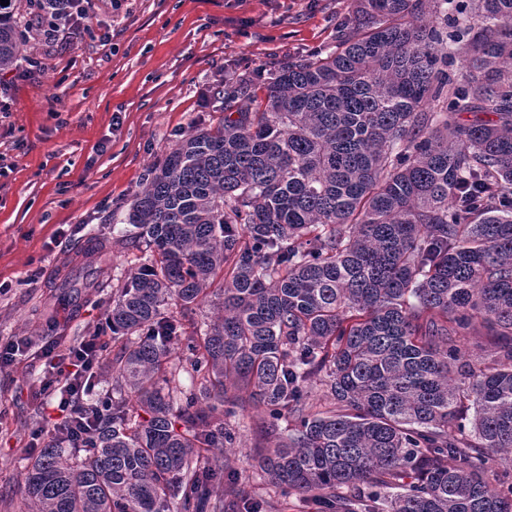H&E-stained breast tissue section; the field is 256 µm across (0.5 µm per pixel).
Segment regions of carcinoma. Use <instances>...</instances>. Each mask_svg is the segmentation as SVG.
I'll return each instance as SVG.
<instances>
[{"label":"carcinoma","mask_w":512,"mask_h":512,"mask_svg":"<svg viewBox=\"0 0 512 512\" xmlns=\"http://www.w3.org/2000/svg\"><path fill=\"white\" fill-rule=\"evenodd\" d=\"M7 2L0 73L77 5ZM252 87L131 204L117 243L149 257L106 308L115 396L78 409L84 449L61 429L30 459L32 512L273 509L212 496L244 413L293 422L254 460L320 512H512V0H354L334 47ZM104 249L80 287L109 286Z\"/></svg>","instance_id":"1"}]
</instances>
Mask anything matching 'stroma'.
I'll return each instance as SVG.
<instances>
[{"instance_id": "stroma-1", "label": "stroma", "mask_w": 512, "mask_h": 512, "mask_svg": "<svg viewBox=\"0 0 512 512\" xmlns=\"http://www.w3.org/2000/svg\"><path fill=\"white\" fill-rule=\"evenodd\" d=\"M66 48L34 42L31 60L0 74V341L33 349L0 365V512H29L22 481L32 432L47 426L36 347L72 343L105 321L108 294L68 287L87 239L112 243L113 285L138 256L117 245L123 218L152 167L185 136L217 123V85L270 72L287 57L336 43L352 0H93ZM236 490L278 512H315L252 468L265 439L235 421Z\"/></svg>"}]
</instances>
